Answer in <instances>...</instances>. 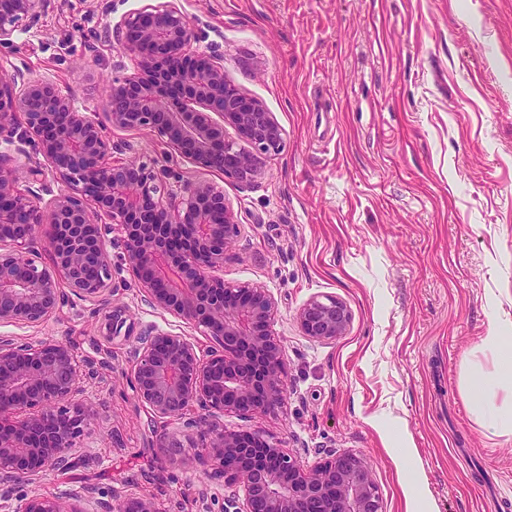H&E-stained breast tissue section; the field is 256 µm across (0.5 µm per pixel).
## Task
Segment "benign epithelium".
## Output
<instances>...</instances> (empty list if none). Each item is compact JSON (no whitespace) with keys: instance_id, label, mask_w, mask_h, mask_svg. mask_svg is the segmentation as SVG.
I'll return each mask as SVG.
<instances>
[{"instance_id":"7a95c632","label":"benign epithelium","mask_w":512,"mask_h":512,"mask_svg":"<svg viewBox=\"0 0 512 512\" xmlns=\"http://www.w3.org/2000/svg\"><path fill=\"white\" fill-rule=\"evenodd\" d=\"M50 3L0 0V46L13 42L20 19L36 21ZM113 31L131 71L112 80L103 121L79 111L50 81L0 78V139L28 144L42 157L23 163L0 153V324L38 326L68 293L109 304L116 231L136 286L217 345L204 358L180 334L143 331L129 382L160 419L201 411L188 425L208 433L201 463L233 489L224 512H383L363 454L330 452L306 465L277 443L212 420L224 412H273L286 402L277 304L265 288L230 285L220 276L238 233L224 187L207 180L175 185L165 171L112 159L107 128L148 131L197 167L242 184L260 178L267 160L283 150V132L261 101L231 84L224 58L192 59L195 34L175 6L148 4ZM226 127L249 149L226 140ZM49 174L70 192L44 203L38 188ZM37 239L52 253L50 268L31 257ZM296 320L304 335L333 342L347 334L351 313L336 298L314 297ZM106 329L111 340L133 333L118 311L106 316ZM78 391L69 343L0 336L1 497L34 476L86 462L70 449L96 412L71 402ZM87 500L94 512H157L149 495L115 505L90 489ZM16 512L88 510L35 494Z\"/></svg>"}]
</instances>
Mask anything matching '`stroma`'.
Wrapping results in <instances>:
<instances>
[{
	"label": "stroma",
	"instance_id": "1",
	"mask_svg": "<svg viewBox=\"0 0 512 512\" xmlns=\"http://www.w3.org/2000/svg\"><path fill=\"white\" fill-rule=\"evenodd\" d=\"M151 0H52L0 46V77L48 78L83 112L103 117L129 59L109 26ZM220 56L229 80L262 101L284 131L283 151L243 185L196 167L146 131L114 129L112 156L211 180L238 224L228 283L275 298L288 400L274 413L228 414L303 462L327 450L364 454L384 512H403L396 463L371 418L410 434L413 465L433 512H512V437L485 433L459 388L461 360L491 322L512 321V0H174ZM112 307L136 332L155 326L211 341L157 310L113 244ZM498 305L489 308V296ZM331 296L351 312L346 336L320 343L295 314ZM106 307L67 297L43 325L0 334L62 340L94 374L79 400L98 403L78 438L85 468L17 486L0 512L32 494L112 501L153 495L157 512H224V480L200 464L195 428L155 418L128 373L135 337L107 340ZM166 435L183 460L159 467Z\"/></svg>",
	"mask_w": 512,
	"mask_h": 512
}]
</instances>
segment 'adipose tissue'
Segmentation results:
<instances>
[{
    "label": "adipose tissue",
    "mask_w": 512,
    "mask_h": 512,
    "mask_svg": "<svg viewBox=\"0 0 512 512\" xmlns=\"http://www.w3.org/2000/svg\"><path fill=\"white\" fill-rule=\"evenodd\" d=\"M460 392L484 430L512 436V325L491 323L475 354L463 361Z\"/></svg>",
    "instance_id": "ef3b65f1"
}]
</instances>
